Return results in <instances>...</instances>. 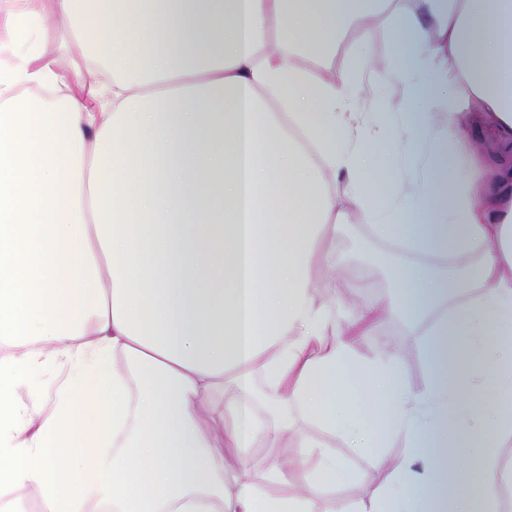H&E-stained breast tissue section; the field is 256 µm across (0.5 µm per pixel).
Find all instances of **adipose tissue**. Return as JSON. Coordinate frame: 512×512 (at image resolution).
I'll use <instances>...</instances> for the list:
<instances>
[{"instance_id": "ef3b65f1", "label": "adipose tissue", "mask_w": 512, "mask_h": 512, "mask_svg": "<svg viewBox=\"0 0 512 512\" xmlns=\"http://www.w3.org/2000/svg\"><path fill=\"white\" fill-rule=\"evenodd\" d=\"M390 14L382 71L363 47ZM58 25L84 48L64 67ZM0 48V512L21 487L40 512H313L354 478L336 434L406 448L352 512H504L512 165L484 169L469 129L512 141V0H7ZM365 82L405 111H355ZM354 213L401 255L378 304L316 286ZM389 316L423 388L398 350L357 352ZM50 360L73 374L39 425L15 391ZM293 409L322 434L292 493L248 460ZM44 53L47 60L54 59L65 65L71 57L77 56L79 50L68 38L57 34L46 42ZM408 324L400 317H389L380 322L377 329L363 336L357 343L359 353L367 358L379 357L384 353L383 342L389 340L402 354L407 382L413 388H421L427 381L420 346L406 336Z\"/></svg>"}]
</instances>
